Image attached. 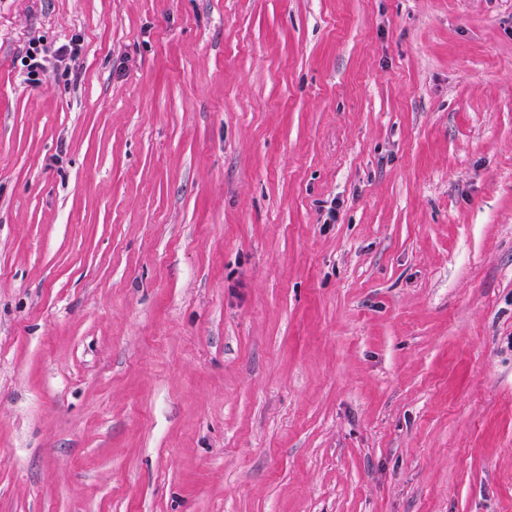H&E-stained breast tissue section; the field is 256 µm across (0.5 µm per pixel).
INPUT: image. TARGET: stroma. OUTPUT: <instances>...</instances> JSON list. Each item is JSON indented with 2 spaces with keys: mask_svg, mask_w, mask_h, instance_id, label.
Here are the masks:
<instances>
[{
  "mask_svg": "<svg viewBox=\"0 0 512 512\" xmlns=\"http://www.w3.org/2000/svg\"><path fill=\"white\" fill-rule=\"evenodd\" d=\"M0 512H512V0H0ZM77 42L78 40H74L56 48L45 46L39 41L29 42L25 52L27 80L39 81V76L46 73L50 67L58 66L57 63L63 62L67 57L77 58L82 49L81 44Z\"/></svg>",
  "mask_w": 512,
  "mask_h": 512,
  "instance_id": "35a3bbf8",
  "label": "stroma"
}]
</instances>
